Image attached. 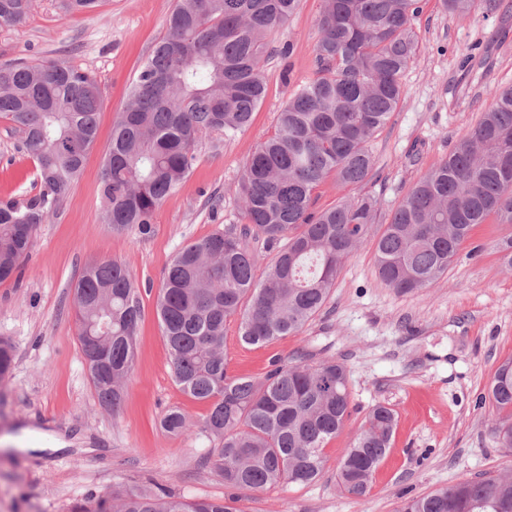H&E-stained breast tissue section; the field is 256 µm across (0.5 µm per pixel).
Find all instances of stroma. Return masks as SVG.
I'll return each mask as SVG.
<instances>
[{"label":"stroma","instance_id":"stroma-1","mask_svg":"<svg viewBox=\"0 0 512 512\" xmlns=\"http://www.w3.org/2000/svg\"><path fill=\"white\" fill-rule=\"evenodd\" d=\"M495 13L450 15L421 0L414 22L419 50L403 77L404 94L370 143L374 179L363 193L381 202L379 223L433 166L445 159L488 107L490 88L512 83V0ZM175 0H101L68 13L61 0H31L26 23L0 26V64L62 61L91 73L103 97L98 135L80 175L49 223L40 225L20 278L0 282V338L14 347L0 383V512H69L105 491L160 485L188 498H220L223 479L203 461L201 431L209 406L176 385L160 322L158 288L175 254L238 223L234 187L256 144L299 84L315 75L319 0H302L270 38L266 93L250 126L231 140L200 141L197 161L177 192L154 213L149 232H113L101 221L103 149L128 101L142 61L164 35ZM39 191L22 134L0 119V201ZM505 224H481L447 273L428 288L399 294L375 271L371 245L344 265L322 311L298 336L261 347L226 326L231 374L263 376L273 359L313 365L325 358L349 373L352 413L324 449L317 483L281 484L242 500V512H397L407 498L463 480L512 472V452L490 435L494 411L480 404L497 368L512 358V270L499 259ZM125 263L141 290L142 318L127 395L118 412L101 407L78 340L73 288L91 262ZM383 403L397 414L392 446L369 491L336 484L341 451L367 411ZM173 408L191 419L180 436L160 420Z\"/></svg>","mask_w":512,"mask_h":512}]
</instances>
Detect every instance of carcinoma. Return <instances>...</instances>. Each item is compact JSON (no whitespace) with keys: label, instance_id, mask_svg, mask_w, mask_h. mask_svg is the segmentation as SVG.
Here are the masks:
<instances>
[{"label":"carcinoma","instance_id":"cac0c4a2","mask_svg":"<svg viewBox=\"0 0 512 512\" xmlns=\"http://www.w3.org/2000/svg\"><path fill=\"white\" fill-rule=\"evenodd\" d=\"M499 0H440L450 14L493 13ZM300 0H176L166 32L142 63L112 129L102 171L104 222L114 232L148 229L155 209L188 176L197 143L245 130L264 92L271 34ZM30 0H0V25L18 26ZM420 0H322L315 77L279 112L273 135L246 159L235 194L241 224L185 246L164 273L157 315L175 383L209 404L203 431L216 441L206 459L230 493L188 499L164 488L105 492L71 512H241L247 494L281 483L309 486L324 474L323 450L350 417L345 366L272 361L259 378L228 374L226 324L239 319L250 346L299 336L325 306L344 263L372 239L379 280L411 293L440 279L473 229L491 218L512 224V86L491 103L456 149L421 177L374 229L377 198L356 190L374 175V136L396 111L418 41ZM100 90L60 61L0 65V118L17 125L33 159L39 193L0 201V282L12 277L37 227L56 212L97 139ZM332 179L335 206L310 211L314 190ZM276 249L262 264L254 243ZM261 278H256L259 266ZM79 343L98 403L117 412L132 369L142 317L140 290L119 261L87 266L74 286ZM13 348L0 340V381ZM490 433L512 449V359L496 370ZM169 434L190 423L173 409ZM394 411L370 409L342 452L339 489L362 496L391 447ZM399 512H512V475L460 481L404 502Z\"/></svg>","mask_w":512,"mask_h":512}]
</instances>
